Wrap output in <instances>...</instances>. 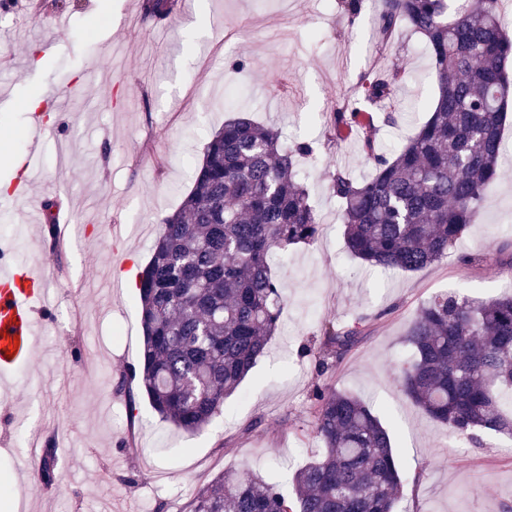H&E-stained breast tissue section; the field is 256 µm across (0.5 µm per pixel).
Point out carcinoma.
<instances>
[{
	"mask_svg": "<svg viewBox=\"0 0 512 512\" xmlns=\"http://www.w3.org/2000/svg\"><path fill=\"white\" fill-rule=\"evenodd\" d=\"M500 0H380L377 35L384 49L408 30L425 38L438 83L427 121L394 152L378 149L377 126L349 101L336 105L327 141L357 124V142L373 173L358 181L341 170L330 188L341 205L349 253L372 266L414 272L448 256L473 224L505 146L502 127L512 101V35ZM174 0H146L144 18L163 20ZM403 75L362 77L366 101L395 123ZM305 139L288 146L273 127L238 117L205 147L193 186L161 220L139 280L143 355L130 372L151 408L175 429L193 433L265 353L283 302L270 261L288 246L317 241L321 224L297 178ZM55 199L44 203L52 254H61ZM369 318L332 321L319 332L329 355L323 374L366 335ZM404 342L411 357L399 387L413 405L453 434L476 440L512 435V293L475 301L454 293L423 305ZM319 459L297 469L294 497L248 469L223 472L201 487L187 512H401L402 476L388 428L357 396L332 385L311 398ZM55 450L45 449L39 476L58 485Z\"/></svg>",
	"mask_w": 512,
	"mask_h": 512,
	"instance_id": "1",
	"label": "carcinoma"
}]
</instances>
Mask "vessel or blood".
<instances>
[{"instance_id": "vessel-or-blood-1", "label": "vessel or blood", "mask_w": 512, "mask_h": 512, "mask_svg": "<svg viewBox=\"0 0 512 512\" xmlns=\"http://www.w3.org/2000/svg\"><path fill=\"white\" fill-rule=\"evenodd\" d=\"M43 273L0 266V376L29 364L48 290Z\"/></svg>"}]
</instances>
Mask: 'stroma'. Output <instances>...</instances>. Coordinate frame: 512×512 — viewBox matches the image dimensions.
<instances>
[{"label": "stroma", "instance_id": "35a3bbf8", "mask_svg": "<svg viewBox=\"0 0 512 512\" xmlns=\"http://www.w3.org/2000/svg\"><path fill=\"white\" fill-rule=\"evenodd\" d=\"M0 15V140L14 162L37 174V202L58 199L77 229L61 256L50 253L43 213L0 193V236L15 246L14 264L43 272L50 301L36 356L0 378V481L11 489L8 512H182L185 490L247 467L292 495L288 475L321 452L308 405L330 382L351 391L389 425L402 468L403 512H506L512 507V437L473 442L448 432L399 388L408 358L404 334L434 296L485 301L512 284V119L507 151L474 225L447 258L415 272L384 271L348 252L341 208L330 190L336 168L368 176L372 167L354 137L324 138L336 101L356 93L363 75H404L398 123L378 140L393 150L428 119L437 95L429 49L399 34L379 50L373 37L378 0L358 17L341 0H181L173 14L144 19L143 0H57L43 13L19 0ZM70 18L56 27V15ZM246 69H234L236 59ZM83 96L56 114L59 87ZM55 113L60 137L37 136L33 108ZM246 115L275 127L286 143L312 142L299 176L323 223L313 244L289 246L271 271L284 296L281 327L265 356L224 410L202 431L175 432L144 396L127 401L116 384L138 364L143 332L137 291L96 289L110 264L138 277L162 216L191 188L213 132ZM372 320L334 370L319 374L302 345L322 349L319 326ZM54 441L59 486H45L30 462L29 441Z\"/></svg>", "mask_w": 512, "mask_h": 512}]
</instances>
